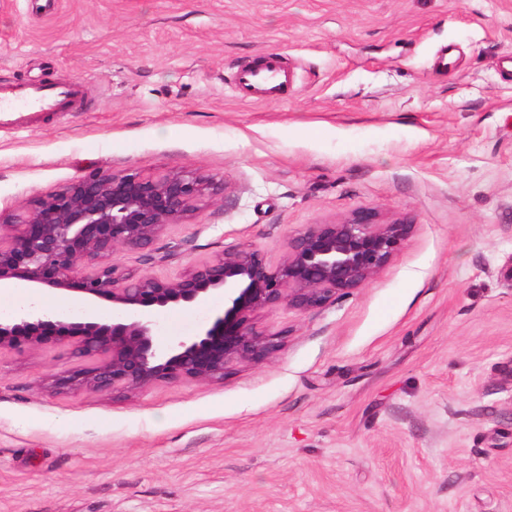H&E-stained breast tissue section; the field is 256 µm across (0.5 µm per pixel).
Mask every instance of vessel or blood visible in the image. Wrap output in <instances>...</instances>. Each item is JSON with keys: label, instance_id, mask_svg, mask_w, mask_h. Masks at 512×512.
<instances>
[{"label": "vessel or blood", "instance_id": "obj_1", "mask_svg": "<svg viewBox=\"0 0 512 512\" xmlns=\"http://www.w3.org/2000/svg\"><path fill=\"white\" fill-rule=\"evenodd\" d=\"M286 81L280 59L265 56L258 64L243 69L236 81V92L244 100L260 101L277 95ZM83 89L74 83L39 84L29 87L23 102H14L12 94L0 91V128H21L25 112L40 109L63 112L78 109Z\"/></svg>", "mask_w": 512, "mask_h": 512}]
</instances>
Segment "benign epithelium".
I'll return each instance as SVG.
<instances>
[{"label": "benign epithelium", "mask_w": 512, "mask_h": 512, "mask_svg": "<svg viewBox=\"0 0 512 512\" xmlns=\"http://www.w3.org/2000/svg\"><path fill=\"white\" fill-rule=\"evenodd\" d=\"M223 189L183 167L92 171L1 224L0 282L103 298L117 320L76 321L32 306L0 318V351L58 344L96 358L53 379L59 389L131 393L162 380H222L233 365L261 362L280 347V333L255 326L258 313L285 305L305 314L351 294L393 260L414 228L405 219L381 222L355 212L306 225L277 261L251 245L230 246L169 280L135 275L114 260L124 249L144 251L153 262L179 255V244L162 255L148 248ZM217 292L223 313L191 335L156 342L159 311L200 307Z\"/></svg>", "instance_id": "benign-epithelium-1"}]
</instances>
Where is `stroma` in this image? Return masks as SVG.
<instances>
[{"instance_id": "obj_1", "label": "stroma", "mask_w": 512, "mask_h": 512, "mask_svg": "<svg viewBox=\"0 0 512 512\" xmlns=\"http://www.w3.org/2000/svg\"><path fill=\"white\" fill-rule=\"evenodd\" d=\"M266 54L287 87L240 100ZM510 56L512 0H0V88L87 91L0 131V216L93 170L223 182L155 242L177 258L116 255L161 279L354 212L414 225L352 294L262 312L281 348L220 381L60 391L69 348L1 351L0 512H512ZM223 309L161 311L160 339Z\"/></svg>"}]
</instances>
